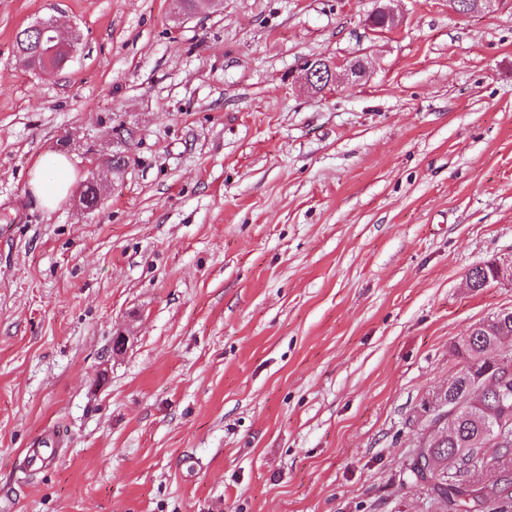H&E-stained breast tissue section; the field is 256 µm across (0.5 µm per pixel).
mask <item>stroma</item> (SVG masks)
<instances>
[{"label": "stroma", "mask_w": 512, "mask_h": 512, "mask_svg": "<svg viewBox=\"0 0 512 512\" xmlns=\"http://www.w3.org/2000/svg\"><path fill=\"white\" fill-rule=\"evenodd\" d=\"M48 18L79 44L37 73L16 35ZM508 309L512 0H0V512H442L405 468L454 341ZM324 64L327 66V72L325 71ZM306 78L309 86H317L324 85L325 89L328 88L333 82V76L335 75V69H342L343 74L351 80L356 81L357 74L356 71H353L351 67L347 64V61L337 62L336 63H327L322 62L321 65L313 64L312 61L305 64ZM72 185L71 164L64 155L46 153L40 157L30 189L43 207L54 209L69 195ZM62 442L60 435L52 432V441L45 442L38 448H28L25 455L27 467L35 471L58 458L61 454L58 446H60Z\"/></svg>", "instance_id": "obj_1"}]
</instances>
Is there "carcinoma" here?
Segmentation results:
<instances>
[{
    "mask_svg": "<svg viewBox=\"0 0 512 512\" xmlns=\"http://www.w3.org/2000/svg\"><path fill=\"white\" fill-rule=\"evenodd\" d=\"M494 268L486 265L468 275L472 288L480 291L493 278ZM512 336V310L503 319L491 317L474 325L454 342L452 350L462 366H475L481 357L497 348L500 338ZM470 374L463 369L448 382L446 396L461 403L448 432L429 443H418L409 457L407 473L414 485L436 501L443 512H512V445L489 446V419L503 410L495 396L469 401ZM488 457L503 471L501 483L488 490L478 487L471 461L476 455Z\"/></svg>",
    "mask_w": 512,
    "mask_h": 512,
    "instance_id": "obj_1",
    "label": "carcinoma"
}]
</instances>
